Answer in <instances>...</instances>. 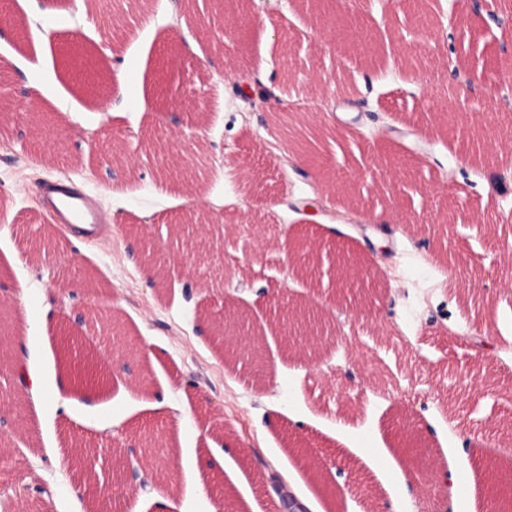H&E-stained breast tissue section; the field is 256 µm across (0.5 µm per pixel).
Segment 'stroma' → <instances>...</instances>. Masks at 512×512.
<instances>
[{
    "instance_id": "35a3bbf8",
    "label": "stroma",
    "mask_w": 512,
    "mask_h": 512,
    "mask_svg": "<svg viewBox=\"0 0 512 512\" xmlns=\"http://www.w3.org/2000/svg\"><path fill=\"white\" fill-rule=\"evenodd\" d=\"M218 40L210 0H117L120 32L106 35L99 0H0L1 77L19 110L0 116V305L11 324L0 356V446L17 478L0 484L18 512H210L215 495L171 497L164 477L104 496L113 457L161 427L170 477L206 470L237 512H281L279 479L292 455L286 435L335 453L326 483L303 476L324 512H360L376 498L387 512H438L435 496L398 495L409 470L397 428L409 424L459 494L474 456L512 458L500 423L512 420V270L499 240H512V190L498 194L493 168L512 171V104L489 100L508 76L512 41L471 0H429L405 14L399 0H233ZM76 30L97 63L105 96L63 71L58 47ZM475 92L455 115L435 87L453 72ZM56 91L52 131L30 143L23 106ZM273 98L299 95L334 127L323 169L289 150L271 151ZM182 106L172 153L223 158L225 173L187 185L151 160L169 100ZM496 112L500 134L474 158L473 111ZM48 179L92 197L103 236L74 241L40 202ZM494 233H487V226ZM312 235L370 258L373 276L346 300L323 272L297 277L288 245ZM376 246L384 256L373 255ZM21 257L10 265L11 257ZM332 309L334 338L315 360L287 354L268 295ZM48 323L27 335L23 311ZM246 314L270 363H226L211 321ZM89 313L73 356L105 370L83 396L64 390L58 330ZM41 368L36 407L10 369ZM241 477L234 488L230 473Z\"/></svg>"
}]
</instances>
